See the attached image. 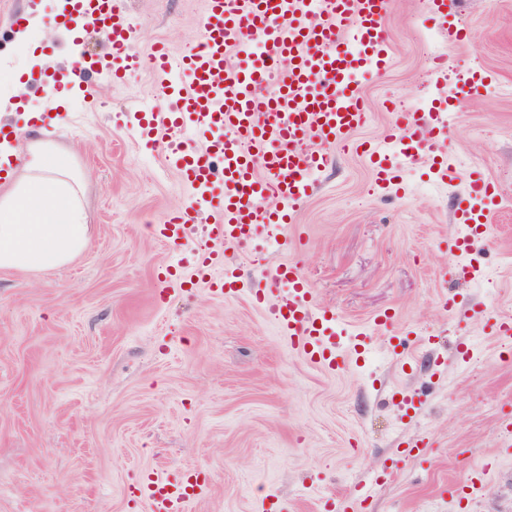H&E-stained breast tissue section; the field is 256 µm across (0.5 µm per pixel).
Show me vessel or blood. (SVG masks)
<instances>
[{
	"instance_id": "b4317fda",
	"label": "vessel or blood",
	"mask_w": 512,
	"mask_h": 512,
	"mask_svg": "<svg viewBox=\"0 0 512 512\" xmlns=\"http://www.w3.org/2000/svg\"><path fill=\"white\" fill-rule=\"evenodd\" d=\"M69 5L62 29L78 24L111 35L106 54L77 61L79 76L112 83L146 66L163 88L175 92L174 111L136 102L131 109L143 112L146 132L167 131L168 160L196 198L219 211L205 231L221 244L243 243L258 227L273 223L267 199L289 210L307 197L327 162L320 146L346 147L350 133L366 120L359 83L381 74L390 57L383 25L389 0H206L201 38L178 59L161 46L148 57L136 55L134 24L119 0H69ZM431 9L457 42L468 43L470 33L447 0H431ZM249 33L258 46L251 66L232 63V49ZM272 79L277 89L271 93ZM456 116L453 107L400 112L385 139L398 143L403 133L423 127L442 131ZM187 128L207 133L203 148L181 141ZM361 151L372 157L379 181L396 179V170L376 147L365 143ZM158 232L167 240L183 238L184 213H172ZM270 276L286 286L272 312L289 346L336 369L335 333L329 319L313 313L304 278L295 268L280 266ZM204 485L190 470L172 479L149 473L140 491L152 512H185Z\"/></svg>"
}]
</instances>
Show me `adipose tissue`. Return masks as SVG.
Masks as SVG:
<instances>
[{
	"instance_id": "1",
	"label": "adipose tissue",
	"mask_w": 512,
	"mask_h": 512,
	"mask_svg": "<svg viewBox=\"0 0 512 512\" xmlns=\"http://www.w3.org/2000/svg\"><path fill=\"white\" fill-rule=\"evenodd\" d=\"M65 8L63 0H37L14 34V52L28 60L26 67L0 71V112L21 111L26 127L37 128L40 139L20 158L13 137L0 139V270L56 269L70 263L89 243L82 204L83 178L67 153L52 147L49 136L60 123L54 106L63 99L55 92L50 108L29 98V85L45 66L34 35L48 18Z\"/></svg>"
}]
</instances>
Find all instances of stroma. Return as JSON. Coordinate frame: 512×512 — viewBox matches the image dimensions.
<instances>
[{
    "instance_id": "stroma-1",
    "label": "stroma",
    "mask_w": 512,
    "mask_h": 512,
    "mask_svg": "<svg viewBox=\"0 0 512 512\" xmlns=\"http://www.w3.org/2000/svg\"><path fill=\"white\" fill-rule=\"evenodd\" d=\"M121 3L137 54L158 44L178 58L201 36L203 0ZM449 7L466 45L429 0H390V66L363 81L354 138L380 143L394 111L456 103L459 121L436 140L457 179L427 164L391 186L366 156L323 146L287 243L260 228L202 275L194 255L214 213L193 208L184 238L159 237L192 191L127 109L158 96L155 76L86 81L64 99L53 141L85 180L90 241L63 268L0 271V512H150L142 476L187 469L208 476L188 512H512V338L492 330L512 318V0ZM475 73L497 95L460 94ZM476 173L489 221L460 254L455 213ZM281 264L332 319L342 370L282 339L267 276ZM228 271L232 297L213 289ZM384 312L392 321L376 326ZM430 2L432 12L442 25L448 26L454 39L462 44L468 43L470 33L467 27L456 19L455 13L451 10L448 11L447 0H432Z\"/></svg>"
}]
</instances>
